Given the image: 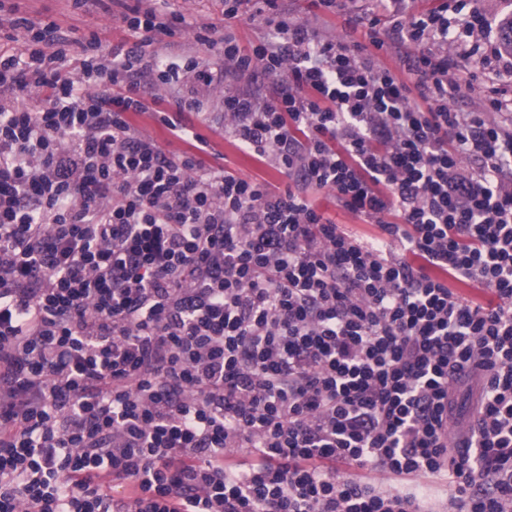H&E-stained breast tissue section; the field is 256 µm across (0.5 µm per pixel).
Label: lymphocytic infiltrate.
I'll return each instance as SVG.
<instances>
[{"instance_id": "1", "label": "lymphocytic infiltrate", "mask_w": 512, "mask_h": 512, "mask_svg": "<svg viewBox=\"0 0 512 512\" xmlns=\"http://www.w3.org/2000/svg\"><path fill=\"white\" fill-rule=\"evenodd\" d=\"M113 2L119 44L27 17L0 43V512H512V53L491 23L375 0L353 23L406 46L387 67L279 0L247 49L243 0L221 29ZM472 58L487 93L464 112ZM217 91L225 135L287 185L202 165L188 117ZM323 190L378 235L325 218ZM135 123L139 129L154 137L171 152L179 153L188 150V145L181 140L171 138L167 130L156 123L148 114L137 116Z\"/></svg>"}]
</instances>
